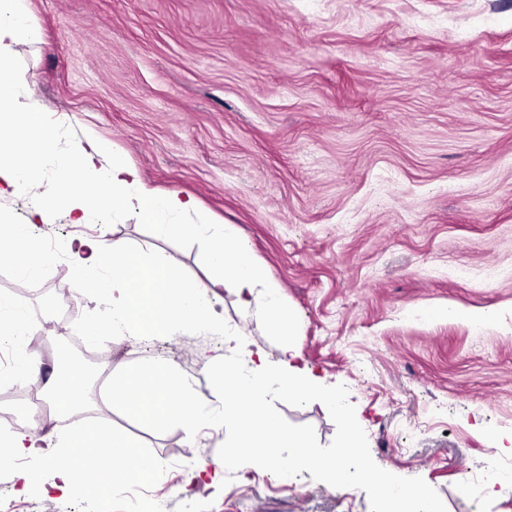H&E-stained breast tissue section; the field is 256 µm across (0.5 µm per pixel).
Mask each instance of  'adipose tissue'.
<instances>
[{"label": "adipose tissue", "mask_w": 512, "mask_h": 512, "mask_svg": "<svg viewBox=\"0 0 512 512\" xmlns=\"http://www.w3.org/2000/svg\"><path fill=\"white\" fill-rule=\"evenodd\" d=\"M32 35L27 0H0V128L10 134L6 148L20 149L22 154L16 162L0 161V196L10 190L41 193L39 212L43 215L54 210L60 200H67L68 214L75 224L88 223L94 214L109 212L136 217L138 223L153 225L162 236L191 232L207 242L214 270L209 280L190 279L173 261L144 260L126 243L106 235L73 239L68 255L77 276L75 290L98 293L109 304L106 315L89 324L85 335L169 336L185 324L211 325L210 298L217 288L233 291L244 308H274L280 287L264 278L248 247L230 245L227 232L212 223L184 224V217L197 211L196 200L175 191L148 189L137 169L101 139L87 136L71 154L60 157L56 184L43 189V165L55 142L56 127L43 109L33 104V89L15 79L11 53L14 44ZM25 99L31 100V108H22ZM0 258L32 274L49 260L34 225L14 224L5 218H0ZM295 356L291 345L280 348L278 360L286 373L278 378L268 371L267 354H258L257 365L247 371L235 358H223L227 403L218 423L237 429L239 434L238 440L225 448L224 461L232 464L245 460L255 468L272 462L285 476L299 469L310 470L322 474L330 485L341 486L345 462L360 446L358 422L350 417L335 391L320 388L294 365ZM273 388L291 401L311 397L322 409L345 419L346 432L334 452L312 453L311 434L284 430L267 414L266 398ZM108 398L152 427L177 422L191 436L198 426L186 387L162 364L126 367L111 377ZM59 448L70 452L71 467L53 469L56 449L45 447L43 436L33 427L7 437L0 448V464L15 458L28 460V467L17 475L25 492L35 487L64 495L79 487L94 492L107 487L112 474L145 482L164 477L162 466L147 459L134 443L98 426L87 430L73 425L61 434ZM364 478L381 497L398 501L400 512H438L434 495L423 487L399 491L375 469L366 470Z\"/></svg>", "instance_id": "ef3b65f1"}]
</instances>
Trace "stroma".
<instances>
[{"label": "stroma", "mask_w": 512, "mask_h": 512, "mask_svg": "<svg viewBox=\"0 0 512 512\" xmlns=\"http://www.w3.org/2000/svg\"><path fill=\"white\" fill-rule=\"evenodd\" d=\"M28 3L39 37L13 45L15 77L35 85L57 152L92 133L148 188L193 196L280 284L281 311H245L221 289L216 325L95 339L127 351L96 363L86 396L108 370L163 363L205 419L190 440L113 403L108 428L161 463L164 479L25 493L16 460L0 465L10 512H142L159 497L169 512H386L366 466L398 489L426 486L441 512H512V0ZM36 232L63 250L104 233L186 276L210 273L202 239L132 219L76 225L57 211ZM74 279L67 263L32 277L2 262L0 296L26 291L24 315L40 318ZM106 311L100 295L80 294L65 331H45L49 351ZM238 332L242 366L262 350L278 370L279 347L293 343L358 419L344 485L305 470L286 479L268 464L190 490L191 472L214 471L237 438L210 419L225 405L214 356ZM30 408L22 380L0 387V422L27 430ZM267 410L312 432L322 455L344 430L308 398L273 392ZM493 461L503 469L491 487L460 494Z\"/></svg>", "instance_id": "obj_1"}]
</instances>
